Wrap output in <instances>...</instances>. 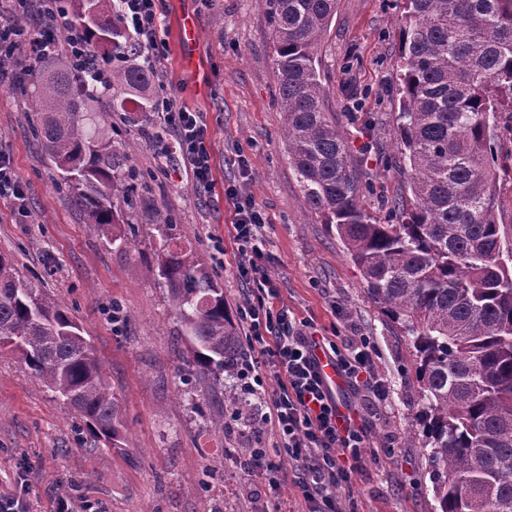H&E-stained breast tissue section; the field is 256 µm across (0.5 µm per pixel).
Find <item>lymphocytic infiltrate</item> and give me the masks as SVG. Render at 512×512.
<instances>
[{
	"instance_id": "obj_1",
	"label": "lymphocytic infiltrate",
	"mask_w": 512,
	"mask_h": 512,
	"mask_svg": "<svg viewBox=\"0 0 512 512\" xmlns=\"http://www.w3.org/2000/svg\"><path fill=\"white\" fill-rule=\"evenodd\" d=\"M113 12L134 42L138 66L157 67L162 55L157 0H115ZM66 52L72 61L89 64L92 51L69 11L56 0H0V74L34 65ZM164 123L174 136V151L191 172L195 188L213 189L208 126L202 113L178 105L174 94L159 101ZM235 212L233 241L243 262L239 275L248 292L238 313L251 350L235 377L252 397L250 432L269 431L274 447L252 455L251 469L281 486L292 483L298 512H341L338 486L349 483L346 457H358L365 446L364 429L343 414L326 384L319 358L327 356L350 385L362 388L373 411L385 409L388 384L377 370L374 345L362 333L342 341H325L296 327L266 264L262 229L265 221L251 196L225 188ZM275 381L266 389V381ZM298 480H289L290 472Z\"/></svg>"
}]
</instances>
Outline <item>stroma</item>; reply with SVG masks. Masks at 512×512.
<instances>
[{
	"label": "stroma",
	"instance_id": "stroma-1",
	"mask_svg": "<svg viewBox=\"0 0 512 512\" xmlns=\"http://www.w3.org/2000/svg\"><path fill=\"white\" fill-rule=\"evenodd\" d=\"M160 0L164 54L156 84L172 89L190 111L204 113L214 188L198 193L175 155L151 136L157 112L129 124L124 112L91 119L117 140L128 166L150 177L135 213L102 233L55 187L57 170L30 129V99L0 77V153L28 188L26 212L0 198V253L22 276L51 295L80 326L103 365L117 399L118 446L94 440L79 413L27 369L18 354L0 352V496L23 497L29 512H53L58 498L73 512H272L277 492L241 468L229 448H269L274 437L245 434L252 415L230 417L225 377L215 391L199 385L192 346L158 283L152 254L161 232L146 224L156 208L174 213L170 232L196 248L224 285L237 311L246 284L229 238L234 212L224 189L246 190L266 217L268 268L292 315L319 335H349L357 324L376 345L379 372L390 386L385 413L362 406L345 389L367 434L352 460L351 484L339 499L357 512H434L428 452L404 445L415 427L418 386L412 352L364 291L358 267L299 186L282 138L276 101L274 31L266 0ZM402 0H337L318 57L328 107L347 137L355 165L371 186L365 197L379 221L391 200L408 196L407 181L390 160L399 107L395 92ZM197 32L192 58L180 54L184 23ZM223 419V430L212 422Z\"/></svg>",
	"mask_w": 512,
	"mask_h": 512
}]
</instances>
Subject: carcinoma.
<instances>
[{
  "label": "carcinoma",
  "instance_id": "1",
  "mask_svg": "<svg viewBox=\"0 0 512 512\" xmlns=\"http://www.w3.org/2000/svg\"><path fill=\"white\" fill-rule=\"evenodd\" d=\"M79 29L96 60L126 38L104 0H79ZM275 33L276 98L288 161L311 210L335 227L360 268L368 298L413 348L418 428L405 447L429 449L436 512H512V240L496 217L499 112H512V0H403L397 153L409 203L396 223L365 207L366 185L326 107L318 48L336 0H268ZM148 67L117 71L95 96L152 112ZM12 91L34 101L32 129L61 171L58 187L88 223L117 224L147 185L122 169L111 139L88 123L82 78L60 59L36 65ZM160 284L185 326L200 375L218 381L241 360L224 286L191 248L164 239L154 251ZM114 444L116 403L78 324L0 254V349Z\"/></svg>",
  "mask_w": 512,
  "mask_h": 512
}]
</instances>
